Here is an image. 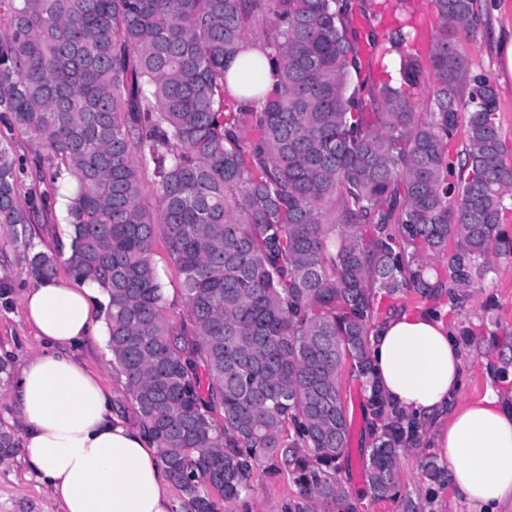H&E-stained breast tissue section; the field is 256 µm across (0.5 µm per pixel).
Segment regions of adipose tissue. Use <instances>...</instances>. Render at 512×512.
I'll list each match as a JSON object with an SVG mask.
<instances>
[{
	"label": "adipose tissue",
	"instance_id": "obj_1",
	"mask_svg": "<svg viewBox=\"0 0 512 512\" xmlns=\"http://www.w3.org/2000/svg\"><path fill=\"white\" fill-rule=\"evenodd\" d=\"M95 293L57 278L26 293L44 349L24 361L10 391L24 425L22 461L62 512H170L155 443L112 412L110 393L75 355L95 333ZM371 353L372 381L432 427L453 489L472 512L512 503V408L491 387L458 403L464 359L442 316L396 310L372 334Z\"/></svg>",
	"mask_w": 512,
	"mask_h": 512
}]
</instances>
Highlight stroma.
<instances>
[{
    "mask_svg": "<svg viewBox=\"0 0 512 512\" xmlns=\"http://www.w3.org/2000/svg\"><path fill=\"white\" fill-rule=\"evenodd\" d=\"M479 9L481 24L477 32H461L459 40L472 70L488 75L498 88V124L507 156L512 159V72L507 69L499 39L500 33L512 30V0H479ZM0 138L11 142L22 163L17 173L18 198L33 213L28 226L0 225V356H10L12 368L17 371L29 356L43 348L24 312V294L36 283L23 259L25 243L30 240L36 249L69 255L71 228L64 218V202L70 186L63 180L40 181L35 166L38 142L10 131L1 114ZM439 311L454 332L468 326L481 329L476 339L461 345L465 362L462 400L480 398L491 386L512 406V259L495 260L492 271L475 281L464 300L454 307L442 304ZM79 357L111 392L115 414L135 422V415L123 406L124 383L112 367L106 336L86 344ZM340 383L352 434L349 457L342 461L339 477L359 512H400L399 499L406 495L424 498L423 512H471L451 488L428 491L420 464L424 455L434 453L435 444L434 433L427 426L419 443L400 457L397 499L374 500L363 473L379 421L372 414L365 379L347 366ZM295 491L286 477H263L246 506L236 507L234 512H283L284 503ZM0 512H61V508L46 485L28 478L21 458L15 456L0 464Z\"/></svg>",
    "mask_w": 512,
    "mask_h": 512,
    "instance_id": "35a3bbf8",
    "label": "stroma"
}]
</instances>
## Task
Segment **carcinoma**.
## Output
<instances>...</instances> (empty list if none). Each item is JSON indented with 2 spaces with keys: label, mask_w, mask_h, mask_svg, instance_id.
<instances>
[{
  "label": "carcinoma",
  "mask_w": 512,
  "mask_h": 512,
  "mask_svg": "<svg viewBox=\"0 0 512 512\" xmlns=\"http://www.w3.org/2000/svg\"><path fill=\"white\" fill-rule=\"evenodd\" d=\"M420 0H13L0 35V108L36 139L40 180L73 184L67 264L103 303L112 365L180 492L175 512L246 500L259 474L296 487L284 512H358L336 474L351 422L339 377L370 375L382 298L458 302L512 257L502 229L512 163L498 90L458 42L477 0H428L427 56L412 49ZM384 14L399 80L366 85L355 14ZM269 26L254 37L255 21ZM254 38L246 87L230 63ZM464 131L465 157L452 154ZM0 140V224L31 223ZM158 205L144 202L147 188ZM162 237L181 273L179 321L159 280ZM30 252L39 279L58 256ZM448 256L444 272L431 260ZM433 271L435 280L427 277ZM384 422L365 476L397 496L421 426L371 389ZM14 435L0 426V462ZM432 485L448 466L421 462Z\"/></svg>",
  "instance_id": "cac0c4a2"
}]
</instances>
